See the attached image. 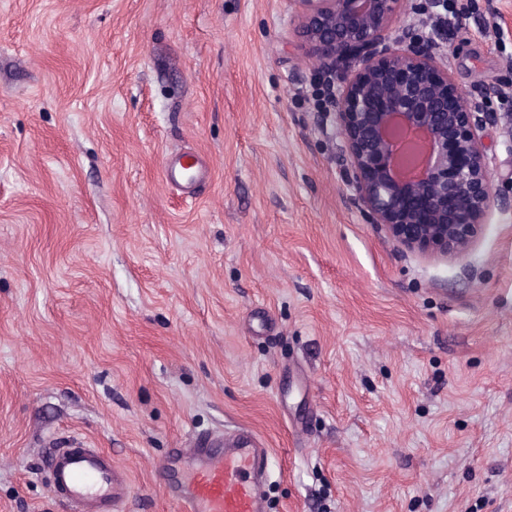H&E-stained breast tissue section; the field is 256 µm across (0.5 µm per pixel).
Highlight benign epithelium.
Here are the masks:
<instances>
[{
  "label": "benign epithelium",
  "instance_id": "benign-epithelium-1",
  "mask_svg": "<svg viewBox=\"0 0 512 512\" xmlns=\"http://www.w3.org/2000/svg\"><path fill=\"white\" fill-rule=\"evenodd\" d=\"M403 0H293V33L333 89L349 186L373 224L409 249L443 257L468 252L498 203L485 131L500 113L448 71V36L431 20L404 16Z\"/></svg>",
  "mask_w": 512,
  "mask_h": 512
}]
</instances>
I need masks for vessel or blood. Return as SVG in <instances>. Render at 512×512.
<instances>
[{
	"instance_id": "1",
	"label": "vessel or blood",
	"mask_w": 512,
	"mask_h": 512,
	"mask_svg": "<svg viewBox=\"0 0 512 512\" xmlns=\"http://www.w3.org/2000/svg\"><path fill=\"white\" fill-rule=\"evenodd\" d=\"M269 464V449L240 429L196 436L173 450L157 478L180 512H266ZM49 468L51 492L66 512H116L127 494L126 482L102 449H54Z\"/></svg>"
}]
</instances>
